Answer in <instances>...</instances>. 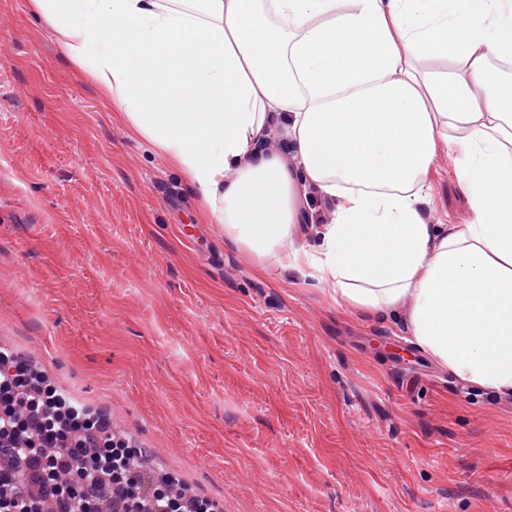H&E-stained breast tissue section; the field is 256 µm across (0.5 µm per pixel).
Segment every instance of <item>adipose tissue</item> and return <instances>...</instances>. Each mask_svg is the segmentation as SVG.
Returning <instances> with one entry per match:
<instances>
[{"mask_svg":"<svg viewBox=\"0 0 512 512\" xmlns=\"http://www.w3.org/2000/svg\"><path fill=\"white\" fill-rule=\"evenodd\" d=\"M30 2L258 272L312 271L337 307L403 319L437 365L512 393V82L490 76L512 59V0ZM274 118L296 167L259 149ZM443 153L463 224L420 213ZM314 194L332 214L292 247Z\"/></svg>","mask_w":512,"mask_h":512,"instance_id":"ef3b65f1","label":"adipose tissue"}]
</instances>
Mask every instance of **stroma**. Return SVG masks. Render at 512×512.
<instances>
[{
    "instance_id": "stroma-1",
    "label": "stroma",
    "mask_w": 512,
    "mask_h": 512,
    "mask_svg": "<svg viewBox=\"0 0 512 512\" xmlns=\"http://www.w3.org/2000/svg\"><path fill=\"white\" fill-rule=\"evenodd\" d=\"M426 183L427 223L468 218L447 155ZM0 343L220 512H512V401L257 275L29 0H0Z\"/></svg>"
}]
</instances>
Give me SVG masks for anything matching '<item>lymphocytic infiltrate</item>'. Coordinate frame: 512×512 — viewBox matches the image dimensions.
<instances>
[{
    "label": "lymphocytic infiltrate",
    "instance_id": "obj_1",
    "mask_svg": "<svg viewBox=\"0 0 512 512\" xmlns=\"http://www.w3.org/2000/svg\"><path fill=\"white\" fill-rule=\"evenodd\" d=\"M76 408L18 351H0V512H210L144 469L143 449Z\"/></svg>",
    "mask_w": 512,
    "mask_h": 512
}]
</instances>
